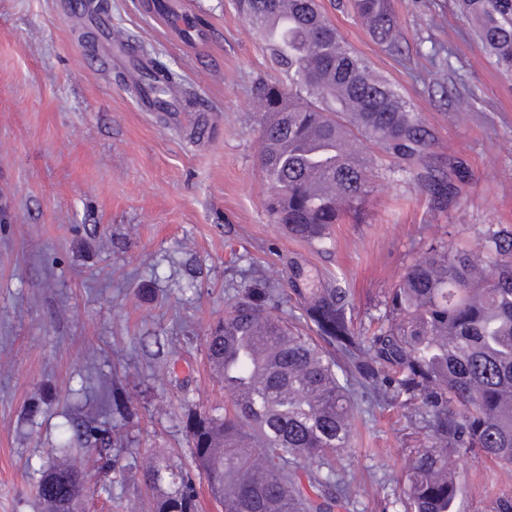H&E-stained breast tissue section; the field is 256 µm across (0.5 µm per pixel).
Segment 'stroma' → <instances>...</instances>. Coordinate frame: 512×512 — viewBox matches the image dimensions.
Here are the masks:
<instances>
[{"mask_svg": "<svg viewBox=\"0 0 512 512\" xmlns=\"http://www.w3.org/2000/svg\"><path fill=\"white\" fill-rule=\"evenodd\" d=\"M72 0H0V512H47L43 470L76 408L104 414L102 383L121 384L128 417L105 416L125 458L189 454L188 411H224L205 336L234 289L262 274L287 284L339 278L357 319L378 315L387 288L448 227L478 240L512 224V79L476 41L458 0H394L400 50L377 44L338 0L326 17L371 69L433 123L440 153L473 171L440 211L398 169L384 171L363 224H339L321 249L288 237L266 209L254 87L275 78L233 0H179L213 33L193 44L143 0H110L113 32L181 76L196 103L177 124L142 111L107 42L89 47ZM470 98L468 109L455 104ZM212 133L186 135L196 111ZM342 457L354 512H399L410 451L423 437L396 408L359 409ZM462 471V512H494L512 468L480 455ZM492 492H485V478ZM137 482L112 483L85 512H151Z\"/></svg>", "mask_w": 512, "mask_h": 512, "instance_id": "stroma-1", "label": "stroma"}]
</instances>
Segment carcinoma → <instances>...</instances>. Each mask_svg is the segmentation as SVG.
<instances>
[{
	"instance_id": "obj_1",
	"label": "carcinoma",
	"mask_w": 512,
	"mask_h": 512,
	"mask_svg": "<svg viewBox=\"0 0 512 512\" xmlns=\"http://www.w3.org/2000/svg\"><path fill=\"white\" fill-rule=\"evenodd\" d=\"M270 51L280 81H261L259 171L266 210L289 236L324 246L337 224H360L382 159L446 210L472 179L436 150L437 132L372 73L325 18L318 0H236ZM372 38L398 48L393 0H350ZM474 35L512 72V0H461ZM294 301L283 309L284 299ZM384 311L357 324L340 283L285 290L263 277L235 289L205 346L224 376L221 417L187 413L191 465L139 463L114 453L98 419H68L62 462L36 492L47 512H82L84 473L63 462L72 445L112 458L110 473L152 494L154 512H201L200 484L224 512H346L351 482L340 454L355 412L395 407L425 431L395 499L402 512H461L454 456L512 467V224H490L476 245L430 244L388 289ZM112 412L128 414L123 387Z\"/></svg>"
}]
</instances>
